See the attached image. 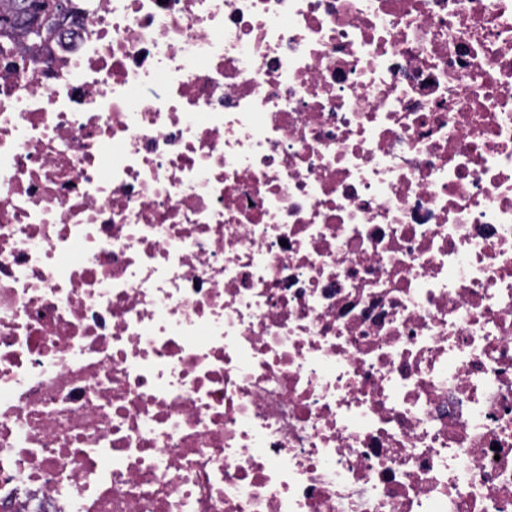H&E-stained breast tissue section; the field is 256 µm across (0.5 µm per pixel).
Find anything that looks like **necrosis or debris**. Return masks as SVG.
Here are the masks:
<instances>
[{
  "label": "necrosis or debris",
  "instance_id": "obj_1",
  "mask_svg": "<svg viewBox=\"0 0 512 512\" xmlns=\"http://www.w3.org/2000/svg\"><path fill=\"white\" fill-rule=\"evenodd\" d=\"M0 41V512H512V0H76Z\"/></svg>",
  "mask_w": 512,
  "mask_h": 512
}]
</instances>
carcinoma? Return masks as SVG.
Segmentation results:
<instances>
[{"label":"carcinoma","mask_w":512,"mask_h":512,"mask_svg":"<svg viewBox=\"0 0 512 512\" xmlns=\"http://www.w3.org/2000/svg\"><path fill=\"white\" fill-rule=\"evenodd\" d=\"M73 0H0V36L20 44L53 38L59 24L72 13L64 2Z\"/></svg>","instance_id":"obj_1"}]
</instances>
